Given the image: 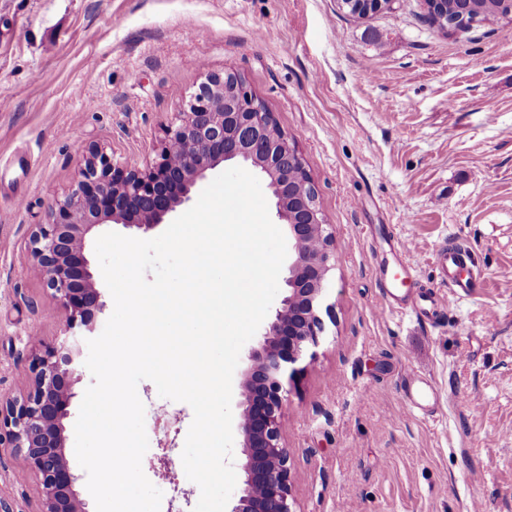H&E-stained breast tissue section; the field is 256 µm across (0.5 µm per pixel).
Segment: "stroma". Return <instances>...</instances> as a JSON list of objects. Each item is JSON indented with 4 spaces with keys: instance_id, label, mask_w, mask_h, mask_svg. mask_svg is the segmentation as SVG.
<instances>
[{
    "instance_id": "35a3bbf8",
    "label": "stroma",
    "mask_w": 512,
    "mask_h": 512,
    "mask_svg": "<svg viewBox=\"0 0 512 512\" xmlns=\"http://www.w3.org/2000/svg\"><path fill=\"white\" fill-rule=\"evenodd\" d=\"M424 15L423 0L366 18L339 0H0V393L23 395L63 334L29 236L84 146L147 167L205 72L235 70L294 140L332 232L331 320L284 405L294 512H512V23L446 35ZM451 242L476 288L422 318L380 314L379 269L405 259L433 294ZM92 381L64 421L88 512L74 436ZM137 393L160 512H193L194 412L151 380ZM26 467L0 456V512H40Z\"/></svg>"
}]
</instances>
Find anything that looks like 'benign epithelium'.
Returning <instances> with one entry per match:
<instances>
[{
  "label": "benign epithelium",
  "mask_w": 512,
  "mask_h": 512,
  "mask_svg": "<svg viewBox=\"0 0 512 512\" xmlns=\"http://www.w3.org/2000/svg\"><path fill=\"white\" fill-rule=\"evenodd\" d=\"M392 4L342 2L361 17ZM225 163L246 165L262 176L288 240L282 277L286 294L245 358L238 422L244 480L232 512H294L289 451L281 438L284 381L301 372L298 364L314 360L325 331L321 309L332 270L331 235L312 178L289 191L292 177L306 172L303 160L239 74L205 77L147 169L121 166L95 144L85 148L77 183L32 233V270L52 291L66 327H89L104 307L85 254L89 234L107 223L144 232L155 228L191 201L192 190L208 172ZM79 357L75 347L47 348L31 362L26 396L0 395V447L23 454L28 471L40 480L42 512H87L65 453L64 420Z\"/></svg>",
  "instance_id": "obj_1"
}]
</instances>
